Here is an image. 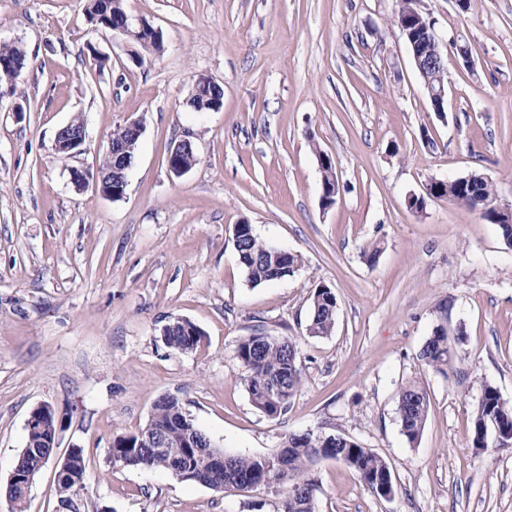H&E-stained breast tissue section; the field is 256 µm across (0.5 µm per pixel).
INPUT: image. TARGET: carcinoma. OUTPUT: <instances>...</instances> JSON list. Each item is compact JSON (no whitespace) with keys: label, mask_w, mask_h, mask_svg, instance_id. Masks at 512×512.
<instances>
[{"label":"carcinoma","mask_w":512,"mask_h":512,"mask_svg":"<svg viewBox=\"0 0 512 512\" xmlns=\"http://www.w3.org/2000/svg\"><path fill=\"white\" fill-rule=\"evenodd\" d=\"M413 0H396L392 22L399 29L408 30L416 38L422 37L417 28L418 20L412 14ZM85 13L88 22L99 29L112 30L123 25L127 11L125 0H86ZM140 38L145 45L136 55V62L144 61V55L162 48V35L150 27ZM22 61L28 65L25 49L19 44L0 45V81L15 78L10 63ZM197 93L187 101L192 109L203 110L212 103L223 104L224 90L213 80L202 78L195 84ZM112 143L122 152L126 164H132L139 147V138L125 126L112 131ZM322 175V206L336 203V172L333 160L318 152ZM475 185L465 184L446 189L431 184L427 193L446 198L458 205L478 209L490 223L499 225L503 238L512 246V226L502 223L503 217L493 204L491 183L474 174ZM233 241L238 260L247 280L252 285L283 279L302 265L298 254H289L282 261H275L270 247L259 240L252 225L242 222L235 225ZM337 300L331 288L325 284L316 286L311 300L309 332L314 336L331 333L336 322ZM202 334L191 321L175 318L162 329L163 343L178 352H191L198 348ZM448 337L429 339L423 350L425 363L439 371L451 365L453 351L448 349ZM299 348L295 340L284 336H272L262 332L239 338L236 358L244 369L242 378L252 405L270 418H279L288 412L292 400L303 385V373L298 364ZM427 391L417 382H407L398 391L397 414L403 433L411 443L421 436L428 414ZM512 436V405L505 402L492 385L484 387L482 398L474 409L472 444L475 448L487 447L488 430ZM148 433L157 434L151 444L144 442ZM329 435L322 433L288 434L282 444L261 456L225 457L222 449L212 446L210 438L196 427L182 402L176 398H161L154 405L147 424L138 431L119 435L112 441L110 455L119 465L145 470H163L181 481L198 483L220 491H245L258 487H282L283 497L277 512H316L317 484L312 473L318 449L329 447ZM44 439L40 430H27L26 443L15 460L14 467L26 471L35 466L37 457L53 452L41 448ZM331 459L341 462L356 474L372 493L382 497L394 490L392 473L388 463L368 448L346 438L334 450ZM85 472L84 450L71 451L65 473L56 477L59 505L72 504L78 512H85L83 502ZM30 488L15 483L5 487L12 504L11 512H25Z\"/></svg>","instance_id":"carcinoma-1"}]
</instances>
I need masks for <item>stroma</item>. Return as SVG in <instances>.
Segmentation results:
<instances>
[{
    "label": "stroma",
    "instance_id": "stroma-1",
    "mask_svg": "<svg viewBox=\"0 0 512 512\" xmlns=\"http://www.w3.org/2000/svg\"><path fill=\"white\" fill-rule=\"evenodd\" d=\"M425 3L474 60L449 51L438 111L391 24L395 0H126L162 35L141 64L88 22L85 0H0V44L29 60L0 84V486L46 404L63 420L60 451L84 450L86 512H277L276 487L219 492L112 463L113 438L173 395L232 455L311 431L389 464L395 492L383 498L320 460L317 512H512V442L472 446L485 385L512 403V246L480 211L427 194L432 180L478 172L495 205L512 207V0ZM203 76L224 90L219 111L186 104ZM77 116L82 150L60 155L55 134ZM134 118L144 128L125 197L77 189L71 171L95 172ZM184 139L197 163L177 177L167 159ZM321 152L339 180L329 207ZM244 221L303 266L249 284L233 241ZM320 284L337 299L327 336L308 330ZM177 317L202 331L196 351L164 345ZM440 327L464 334L444 373L421 358ZM256 331L299 346L304 384L277 419L251 404L235 357ZM410 380L430 401L414 443L397 417Z\"/></svg>",
    "mask_w": 512,
    "mask_h": 512
}]
</instances>
